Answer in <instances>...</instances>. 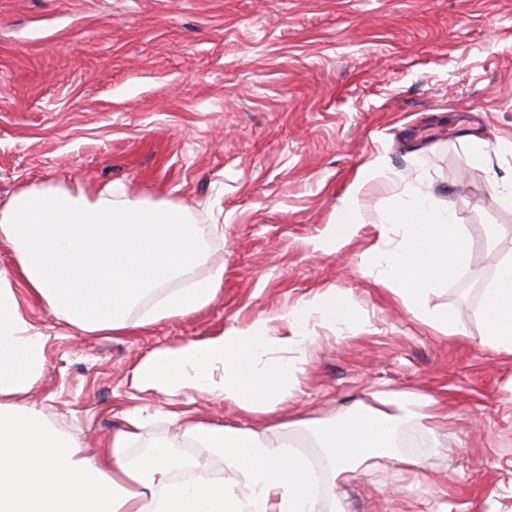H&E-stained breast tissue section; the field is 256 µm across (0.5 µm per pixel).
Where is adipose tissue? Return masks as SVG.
I'll return each instance as SVG.
<instances>
[{"label": "adipose tissue", "mask_w": 512, "mask_h": 512, "mask_svg": "<svg viewBox=\"0 0 512 512\" xmlns=\"http://www.w3.org/2000/svg\"><path fill=\"white\" fill-rule=\"evenodd\" d=\"M378 221L404 232L401 246L377 258L384 278L416 315L455 333L453 317L424 306L468 259L454 211L412 201L382 211ZM210 233L209 225L182 210L132 203L113 186L91 201L24 191L0 210V240L12 250L11 266L0 267V512H325L306 458L270 446L254 429L195 423L169 412L200 447L222 453L234 475L228 482H186L176 478L184 464L169 444L128 456L146 425L142 413H128L105 454L91 457L25 403L44 368L45 339L20 295L45 304L82 334L125 331L132 307L160 288L166 294L141 326L183 316L207 307L223 282L219 270L208 280L169 287L202 259ZM479 315L484 344L512 354V254L497 264ZM305 340L302 334L270 335L261 319L244 330L155 351L138 365L135 382L173 400L196 390L283 428L297 369L266 354ZM400 421V414L384 408L322 423L318 440L332 476L395 457Z\"/></svg>", "instance_id": "ef3b65f1"}]
</instances>
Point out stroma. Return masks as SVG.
I'll return each mask as SVG.
<instances>
[{
  "label": "stroma",
  "instance_id": "1",
  "mask_svg": "<svg viewBox=\"0 0 512 512\" xmlns=\"http://www.w3.org/2000/svg\"><path fill=\"white\" fill-rule=\"evenodd\" d=\"M488 144L483 161L468 138ZM512 0H0V209L19 193L175 206L214 233L195 280L223 269L201 311L141 328L80 334L36 302L47 335L30 395L49 425L93 454L138 408L149 421L129 453L167 442L195 474L231 479L220 453L182 437L165 396L135 387L155 350L200 341L259 316L273 335L308 308L288 397L298 423L271 445L322 455L326 420L399 396L397 459L336 482L344 512H512V355L482 344L479 309L512 252ZM453 210L465 267L429 294L453 316L449 335L410 311L369 253L402 231L378 213L405 190ZM343 245L324 240L348 208ZM335 296L351 310H317ZM440 399L424 418L420 397ZM178 407L203 423H246L236 406L187 391Z\"/></svg>",
  "mask_w": 512,
  "mask_h": 512
}]
</instances>
